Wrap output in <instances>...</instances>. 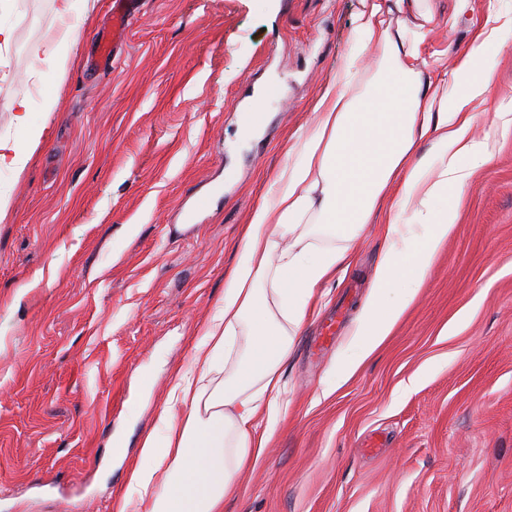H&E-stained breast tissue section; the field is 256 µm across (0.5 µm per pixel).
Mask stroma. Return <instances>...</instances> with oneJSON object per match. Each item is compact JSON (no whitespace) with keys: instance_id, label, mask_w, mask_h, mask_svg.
<instances>
[{"instance_id":"35a3bbf8","label":"stroma","mask_w":512,"mask_h":512,"mask_svg":"<svg viewBox=\"0 0 512 512\" xmlns=\"http://www.w3.org/2000/svg\"><path fill=\"white\" fill-rule=\"evenodd\" d=\"M109 56L112 0L92 24L57 0H5L0 136L32 85L46 137L22 174L0 169V512H111L197 326L224 298L246 224L288 161L291 137L355 41L362 0H140ZM424 78L452 70L497 17L493 84L475 110L490 162L465 158L454 234L417 299L348 378L333 369L384 247L366 225L346 270L282 367L264 454L224 512H512V0H424ZM70 31L76 64L33 63ZM344 321L309 356L320 320Z\"/></svg>"}]
</instances>
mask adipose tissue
Listing matches in <instances>:
<instances>
[{"label":"adipose tissue","mask_w":512,"mask_h":512,"mask_svg":"<svg viewBox=\"0 0 512 512\" xmlns=\"http://www.w3.org/2000/svg\"><path fill=\"white\" fill-rule=\"evenodd\" d=\"M356 18L359 50L345 58L316 101V122L298 136L297 158L277 175L245 225L224 282V300L203 323L188 366L177 368L160 420L164 438L147 434L130 469V491L113 512H222L259 458L281 412V368L314 312L315 290L347 264L353 242L384 213L385 246L353 333L350 375L390 334L455 229L460 193L471 176L460 160H490L472 130L473 105L492 83L481 60L496 47L484 28L459 53L454 93L427 85L417 61L432 22L391 24L382 0H364ZM380 60L365 100L350 89ZM19 101L18 144L0 139V168L22 173L44 129L28 123Z\"/></svg>","instance_id":"ef3b65f1"}]
</instances>
